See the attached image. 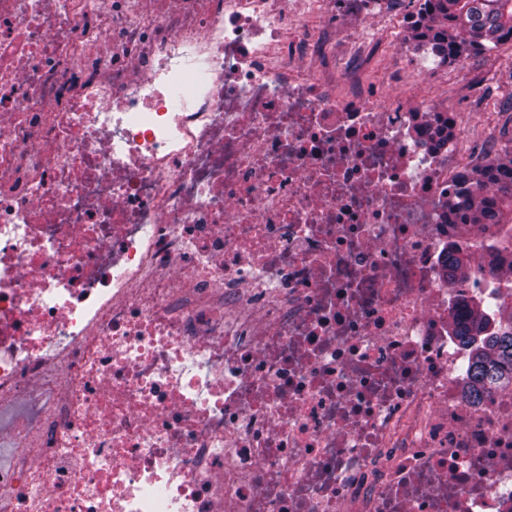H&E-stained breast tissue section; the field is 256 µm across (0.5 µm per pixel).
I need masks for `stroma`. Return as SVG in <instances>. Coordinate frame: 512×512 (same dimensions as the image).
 <instances>
[{
  "label": "stroma",
  "mask_w": 512,
  "mask_h": 512,
  "mask_svg": "<svg viewBox=\"0 0 512 512\" xmlns=\"http://www.w3.org/2000/svg\"><path fill=\"white\" fill-rule=\"evenodd\" d=\"M363 22L377 32L382 42L381 47L375 49L367 70L380 92L391 94L393 89L386 85V77L395 70L403 72L404 79L398 89L425 96L437 110L458 113L470 129L472 145L497 140L500 135L498 113L512 103V82L506 78L512 71V47L505 46L448 66L411 45L398 50L394 43L395 14L355 16L340 10L333 20L337 58L346 56L350 48L348 34Z\"/></svg>",
  "instance_id": "35a3bbf8"
}]
</instances>
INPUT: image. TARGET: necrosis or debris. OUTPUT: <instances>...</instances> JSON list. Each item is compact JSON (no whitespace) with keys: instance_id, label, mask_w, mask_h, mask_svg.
<instances>
[{"instance_id":"4bbe7bcc","label":"necrosis or debris","mask_w":512,"mask_h":512,"mask_svg":"<svg viewBox=\"0 0 512 512\" xmlns=\"http://www.w3.org/2000/svg\"><path fill=\"white\" fill-rule=\"evenodd\" d=\"M334 8L0 0V512H512L448 333L465 131L337 71Z\"/></svg>"}]
</instances>
